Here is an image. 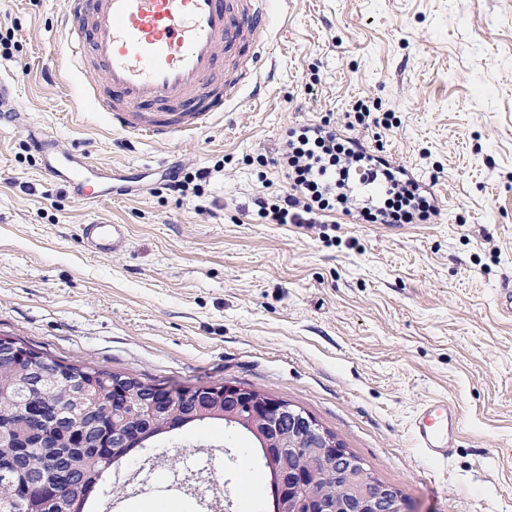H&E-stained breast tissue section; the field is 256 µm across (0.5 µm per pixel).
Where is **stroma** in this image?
<instances>
[{
    "label": "stroma",
    "mask_w": 512,
    "mask_h": 512,
    "mask_svg": "<svg viewBox=\"0 0 512 512\" xmlns=\"http://www.w3.org/2000/svg\"><path fill=\"white\" fill-rule=\"evenodd\" d=\"M67 0H0V337L175 388L237 383L312 414L414 512H512V0H277L263 90L195 135L158 144L112 129L56 56ZM327 123L425 185L436 214L265 224L287 187L288 130ZM132 186L87 205L51 181L22 132ZM207 168L201 195L174 167ZM126 225L90 252L93 214ZM456 406L460 440L426 458L410 422ZM208 420L175 431L96 490L102 512H269L255 440ZM210 177V171L206 169H197L194 172H186L182 176L174 174L171 183L167 185V189L179 195H186L193 185L192 190L197 193L201 190L203 183H206Z\"/></svg>",
    "instance_id": "35a3bbf8"
}]
</instances>
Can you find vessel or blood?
Listing matches in <instances>:
<instances>
[{"mask_svg": "<svg viewBox=\"0 0 512 512\" xmlns=\"http://www.w3.org/2000/svg\"><path fill=\"white\" fill-rule=\"evenodd\" d=\"M273 10L274 0H68L59 57L103 74L104 85L85 84L84 93L113 128L165 143L206 128L246 87H260ZM31 145L54 182L87 202L103 197L107 168L46 134ZM81 231L96 253L126 245L122 224L94 219ZM457 418L447 400L427 401L411 423L417 448L447 460Z\"/></svg>", "mask_w": 512, "mask_h": 512, "instance_id": "vessel-or-blood-1", "label": "vessel or blood"}]
</instances>
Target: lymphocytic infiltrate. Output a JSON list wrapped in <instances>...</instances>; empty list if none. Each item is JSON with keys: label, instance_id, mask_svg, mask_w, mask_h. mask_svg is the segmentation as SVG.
<instances>
[{"label": "lymphocytic infiltrate", "instance_id": "f902f5d3", "mask_svg": "<svg viewBox=\"0 0 512 512\" xmlns=\"http://www.w3.org/2000/svg\"><path fill=\"white\" fill-rule=\"evenodd\" d=\"M336 129L310 125L289 130L283 156L292 169L288 189L254 200L259 218L272 224H307L313 216L335 212L346 203L350 175L380 182L377 206L365 211L368 221L383 224L427 219L436 207L414 180L367 155L359 147L340 148Z\"/></svg>", "mask_w": 512, "mask_h": 512}]
</instances>
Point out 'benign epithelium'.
<instances>
[{"label": "benign epithelium", "mask_w": 512, "mask_h": 512, "mask_svg": "<svg viewBox=\"0 0 512 512\" xmlns=\"http://www.w3.org/2000/svg\"><path fill=\"white\" fill-rule=\"evenodd\" d=\"M20 346L13 340L0 337V365L14 362L20 357ZM180 389H155L141 401L144 414L148 417L171 411L178 402ZM224 416L228 421L240 420L247 413L250 428L262 426L275 435L270 439L260 433L258 437L265 446L268 460L284 457L296 449H303L308 461L307 471L285 463L276 465V477L281 491L285 494L305 487L307 475L320 474L318 466L334 472L340 487L336 488V500L327 507V512H408L398 490L379 482L366 464L351 453L344 443L331 437L314 416L285 399L246 388L241 385L224 383ZM94 406L84 405L80 414L87 422V428L80 432L81 442H94L92 420ZM77 479L69 471H55L27 478L17 484L14 494L24 512H38L36 501L45 497L62 496Z\"/></svg>", "instance_id": "1"}]
</instances>
